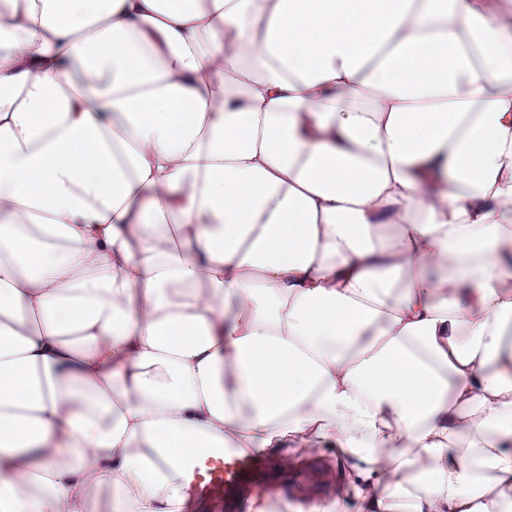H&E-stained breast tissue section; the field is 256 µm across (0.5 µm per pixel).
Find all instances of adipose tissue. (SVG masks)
Wrapping results in <instances>:
<instances>
[{
    "mask_svg": "<svg viewBox=\"0 0 512 512\" xmlns=\"http://www.w3.org/2000/svg\"><path fill=\"white\" fill-rule=\"evenodd\" d=\"M512 512V0H0V512ZM330 452L331 450L329 448H320L318 451L309 453L301 448H296L294 454L304 457V465L298 469H288L289 473L284 475L275 474L263 464L273 479L263 489L288 487V493L281 494L288 495V498L302 502L304 505H306V503L303 501L311 497L312 494H317L318 498H325L333 492L335 488L337 489L340 483V474L337 466L336 470L326 472L325 455H328ZM320 469L323 470L327 476L320 475ZM310 477H313V481H309ZM263 483L262 462L232 454L205 459L188 476L190 494L208 501L222 499L225 491L243 484L261 487Z\"/></svg>",
    "mask_w": 512,
    "mask_h": 512,
    "instance_id": "adipose-tissue-1",
    "label": "adipose tissue"
}]
</instances>
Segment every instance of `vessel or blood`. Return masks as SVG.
<instances>
[{"mask_svg": "<svg viewBox=\"0 0 512 512\" xmlns=\"http://www.w3.org/2000/svg\"><path fill=\"white\" fill-rule=\"evenodd\" d=\"M263 467L252 457L226 454L201 462L188 476L190 494L200 500L222 499L225 491L244 484L262 486Z\"/></svg>", "mask_w": 512, "mask_h": 512, "instance_id": "vessel-or-blood-1", "label": "vessel or blood"}]
</instances>
